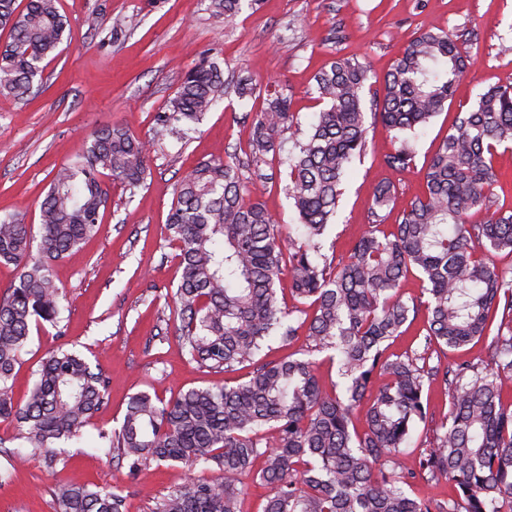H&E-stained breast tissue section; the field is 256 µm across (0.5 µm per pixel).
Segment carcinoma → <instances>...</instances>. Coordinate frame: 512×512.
<instances>
[{
  "mask_svg": "<svg viewBox=\"0 0 512 512\" xmlns=\"http://www.w3.org/2000/svg\"><path fill=\"white\" fill-rule=\"evenodd\" d=\"M211 6L230 23L241 0ZM66 26L57 0H27L22 10L0 0V28L10 32L0 47L1 95L22 98L42 82ZM466 68L446 31L407 44L373 112L394 132L386 168L415 164L411 133L448 106ZM368 79V65L355 56L322 67L315 81L324 107L305 131L295 126L286 89L267 84L247 157L257 164L280 156L303 241L283 233L238 161H200L177 184L166 227L179 259L173 302L182 345L201 367L244 375L168 400L139 391L119 427L100 434L130 479L161 462L214 472L208 482L188 478L152 512H244L245 477L269 489L261 512H512V271L491 258L512 254V211L500 210L493 193L498 148L512 143V84L488 88L457 117L427 160L424 194L398 223H386L391 186H375L366 231L333 266L318 261L319 239L336 217L346 168L369 149ZM228 93L220 66L204 59L185 73L156 124L180 137L179 123L202 120ZM146 155V143L128 129H95L52 177L38 225L15 214L0 218V264L18 269L0 297V419L15 422L49 468L64 460L60 444L79 438L103 406L108 380L100 364L59 344L18 403L15 369L32 327L62 320L52 267L97 234L106 203L101 177L139 188ZM481 212L485 218L474 219ZM285 262L292 309L279 298ZM412 270L426 286L405 300L401 281ZM422 309L423 348L388 352ZM300 329L308 340L303 356L261 358L269 343L286 346ZM479 340L483 363L426 364L424 352L435 345L459 350ZM314 353L338 365L342 383L332 392L321 384ZM439 379L451 391L448 418L415 447L414 431L428 420L425 388ZM442 479L448 498L413 494L415 485ZM53 501L55 512H126L117 487L61 483Z\"/></svg>",
  "mask_w": 512,
  "mask_h": 512,
  "instance_id": "cac0c4a2",
  "label": "carcinoma"
}]
</instances>
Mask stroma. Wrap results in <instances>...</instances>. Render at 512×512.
I'll list each match as a JSON object with an SVG mask.
<instances>
[{"label":"stroma","mask_w":512,"mask_h":512,"mask_svg":"<svg viewBox=\"0 0 512 512\" xmlns=\"http://www.w3.org/2000/svg\"><path fill=\"white\" fill-rule=\"evenodd\" d=\"M210 0H60L69 32L66 48L51 61L43 81L28 96L0 95V216L23 214L38 224L39 204L52 171L81 149L86 133L118 124L148 141L145 186L128 190L106 178L108 202L99 233L65 259L53 274L65 291L59 327L34 328L15 374L14 398L24 400L44 353L60 343L85 357H99L109 381L106 404L79 441L66 444V465L47 468L41 456L15 460L20 448L15 423L0 421V512H54L51 489L59 482L120 485L127 512H151L158 497L187 476L211 480L177 463L150 467L128 479L99 431L122 421L130 397L149 391L169 399L179 391L224 383V373L200 368L182 347L180 323L170 294L178 279L176 251L164 226L179 178L212 158L244 159L252 123L265 106L264 88L287 87L300 126L321 109L314 75L331 58L354 55L370 68L366 102L381 96L392 62L415 36L453 32L471 67L453 99L419 130L414 167L392 171L382 164L388 132L371 126L375 149L353 162L322 254L343 260L367 225L374 186L395 189L400 213L425 186V162L455 117L470 110L488 87L512 82V0H256L243 7L234 26L212 14ZM103 24L91 28L89 15ZM217 62L227 81L250 77L255 94L228 95L208 112L189 139L163 133L155 122L166 111L183 74L201 59ZM247 177L263 181L261 201L282 227L298 225L284 191L279 158L248 166Z\"/></svg>","instance_id":"1"}]
</instances>
